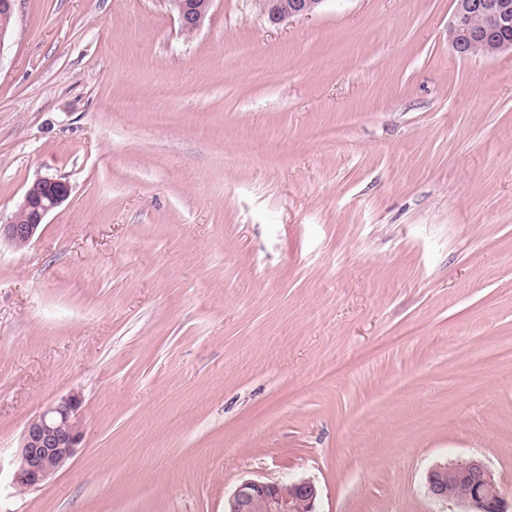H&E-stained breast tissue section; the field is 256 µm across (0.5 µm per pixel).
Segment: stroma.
<instances>
[{
    "instance_id": "obj_1",
    "label": "stroma",
    "mask_w": 512,
    "mask_h": 512,
    "mask_svg": "<svg viewBox=\"0 0 512 512\" xmlns=\"http://www.w3.org/2000/svg\"><path fill=\"white\" fill-rule=\"evenodd\" d=\"M451 0H17L0 43V512H224L309 478L317 512H450L437 465L512 501V52L460 58ZM82 397L76 455L12 482ZM176 13L180 33H196L207 18L214 0H167ZM261 13L272 23L316 13L326 0H260ZM69 194L70 187L66 181L53 176L37 178L25 190L13 216L4 224L0 221V244L3 241L14 248L28 246L46 216ZM19 213L25 216V223L16 218ZM82 398L70 393L26 425L14 460L13 482L20 492L41 487L76 455L82 440Z\"/></svg>"
}]
</instances>
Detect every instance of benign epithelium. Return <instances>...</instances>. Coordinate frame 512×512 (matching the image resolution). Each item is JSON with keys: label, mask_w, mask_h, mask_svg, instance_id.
Returning a JSON list of instances; mask_svg holds the SVG:
<instances>
[{"label": "benign epithelium", "mask_w": 512, "mask_h": 512, "mask_svg": "<svg viewBox=\"0 0 512 512\" xmlns=\"http://www.w3.org/2000/svg\"><path fill=\"white\" fill-rule=\"evenodd\" d=\"M176 13L180 33L199 31L214 0H167ZM326 0H261L260 11L272 23L316 13ZM452 45L461 58L475 48L493 57L512 51V39L499 33L512 27V0H453ZM69 184L41 176L25 190L16 213L0 223V242L14 248L29 245L46 216L69 196ZM82 398L70 393L58 399L26 425L14 460L13 482L20 492L41 487L76 455L82 440ZM427 496L450 502L454 512H507L492 471L471 459L432 468L425 480ZM318 486L310 479L265 482L245 479L224 506V512H316Z\"/></svg>", "instance_id": "obj_1"}]
</instances>
